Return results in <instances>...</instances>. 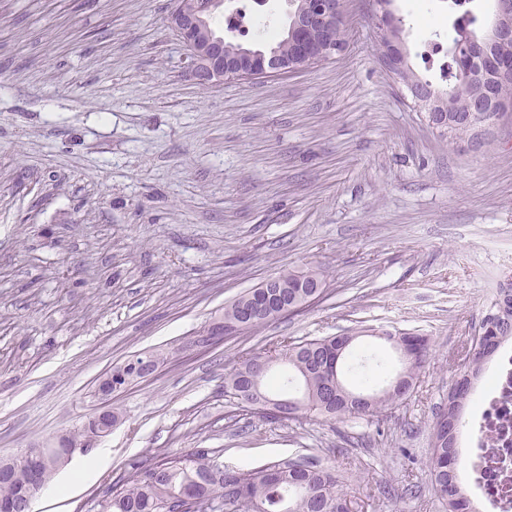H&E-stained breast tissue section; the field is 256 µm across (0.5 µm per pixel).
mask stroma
I'll return each instance as SVG.
<instances>
[{"instance_id": "stroma-1", "label": "stroma", "mask_w": 512, "mask_h": 512, "mask_svg": "<svg viewBox=\"0 0 512 512\" xmlns=\"http://www.w3.org/2000/svg\"><path fill=\"white\" fill-rule=\"evenodd\" d=\"M172 0H0V458L87 419L98 379L168 351L115 395L106 471L33 512H101L113 484L168 455L224 469L316 456L353 512H443L428 481L434 416L512 274V117L451 142L378 60L375 0H344L347 46L299 73L197 84ZM409 67L448 0H394ZM248 44L288 0H228ZM325 294L207 350L185 342L225 304L291 269ZM429 336L412 396L371 419L270 422L224 375L270 340L359 327Z\"/></svg>"}]
</instances>
